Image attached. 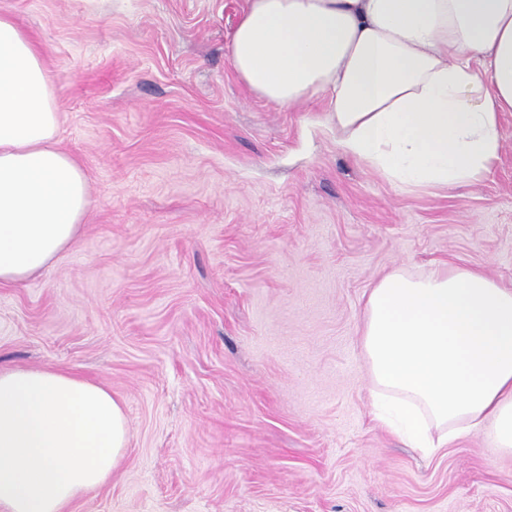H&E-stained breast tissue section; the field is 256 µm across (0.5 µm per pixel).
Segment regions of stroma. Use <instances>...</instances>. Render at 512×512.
Listing matches in <instances>:
<instances>
[{
    "label": "stroma",
    "instance_id": "stroma-1",
    "mask_svg": "<svg viewBox=\"0 0 512 512\" xmlns=\"http://www.w3.org/2000/svg\"><path fill=\"white\" fill-rule=\"evenodd\" d=\"M246 0H0L46 54L81 236L0 288V367L108 388L129 441L69 512H512L482 434L422 457L373 416L365 295L400 268L512 287V112L479 182L402 192L325 102L236 76Z\"/></svg>",
    "mask_w": 512,
    "mask_h": 512
}]
</instances>
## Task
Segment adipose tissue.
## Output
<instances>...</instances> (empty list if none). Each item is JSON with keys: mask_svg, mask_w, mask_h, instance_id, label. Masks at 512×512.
<instances>
[{"mask_svg": "<svg viewBox=\"0 0 512 512\" xmlns=\"http://www.w3.org/2000/svg\"><path fill=\"white\" fill-rule=\"evenodd\" d=\"M239 79L281 107L328 103L344 151L401 190L480 181L512 112V0H247L229 46ZM44 53L0 13V287H16L79 238L80 163L59 146ZM376 416L433 455L487 435L512 453V289L481 270L395 269L361 325ZM128 443L101 384L0 369V512H68L108 482Z\"/></svg>", "mask_w": 512, "mask_h": 512, "instance_id": "obj_1", "label": "adipose tissue"}]
</instances>
